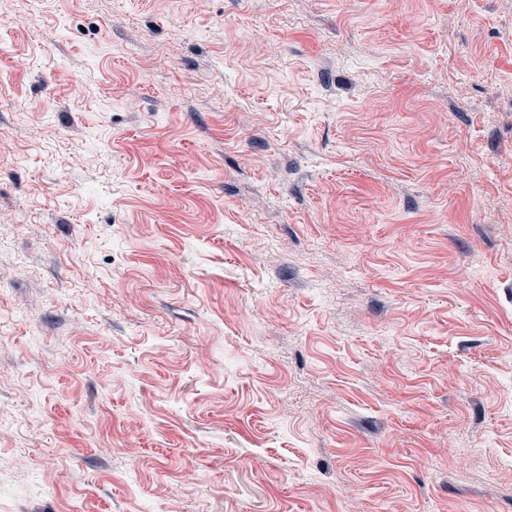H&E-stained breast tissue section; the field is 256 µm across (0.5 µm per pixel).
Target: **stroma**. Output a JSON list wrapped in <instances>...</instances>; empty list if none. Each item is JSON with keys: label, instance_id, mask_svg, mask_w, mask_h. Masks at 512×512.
Here are the masks:
<instances>
[{"label": "stroma", "instance_id": "1", "mask_svg": "<svg viewBox=\"0 0 512 512\" xmlns=\"http://www.w3.org/2000/svg\"><path fill=\"white\" fill-rule=\"evenodd\" d=\"M0 512H512V0L0 7Z\"/></svg>", "mask_w": 512, "mask_h": 512}]
</instances>
